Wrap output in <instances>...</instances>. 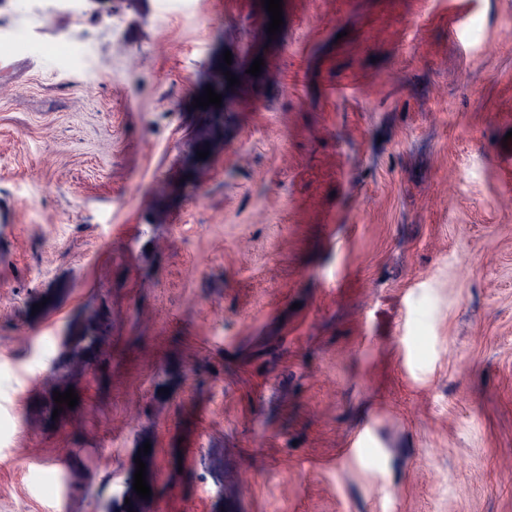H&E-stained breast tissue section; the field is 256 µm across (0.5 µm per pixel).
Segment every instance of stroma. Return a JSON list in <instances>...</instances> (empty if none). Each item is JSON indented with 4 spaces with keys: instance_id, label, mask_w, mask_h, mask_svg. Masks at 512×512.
Masks as SVG:
<instances>
[{
    "instance_id": "35a3bbf8",
    "label": "stroma",
    "mask_w": 512,
    "mask_h": 512,
    "mask_svg": "<svg viewBox=\"0 0 512 512\" xmlns=\"http://www.w3.org/2000/svg\"><path fill=\"white\" fill-rule=\"evenodd\" d=\"M23 3L0 0L21 38L0 69V512H128L107 478L165 362L185 373L152 426L165 512H512V0H283L273 38L261 0ZM240 45L264 67L200 143L194 100ZM104 299L110 385L32 423ZM208 355L224 377L201 387Z\"/></svg>"
}]
</instances>
